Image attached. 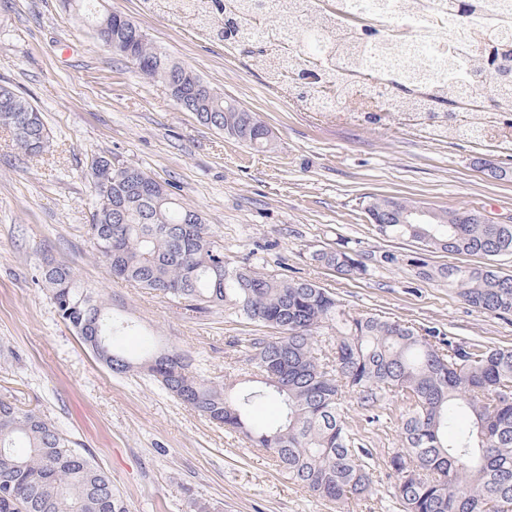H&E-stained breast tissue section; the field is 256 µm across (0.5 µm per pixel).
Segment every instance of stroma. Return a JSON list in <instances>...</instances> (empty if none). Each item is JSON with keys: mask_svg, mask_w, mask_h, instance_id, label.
Returning <instances> with one entry per match:
<instances>
[{"mask_svg": "<svg viewBox=\"0 0 512 512\" xmlns=\"http://www.w3.org/2000/svg\"><path fill=\"white\" fill-rule=\"evenodd\" d=\"M100 2L258 113L277 148L259 153L202 125L161 84L101 46L62 0H0V85L38 108L51 136L45 152L30 156L0 127V398L58 425L110 475L130 512H400L387 478L354 508L319 499L146 372L113 374L63 323L40 272L48 262L69 265L116 320L130 324L119 339L127 356L173 349L214 384L240 379L243 341L262 335L261 327L222 311L185 314L114 278L97 258L88 170L106 156L140 167L198 210L228 261L315 280L355 313L512 346V316L475 310L447 286L419 278L409 264L416 244L380 236L364 210L370 196L386 195L512 222V174L493 178L478 167L487 159L512 171V131L448 140L388 116L372 123L342 105L315 111L269 84L253 47L224 44L223 18L204 20L182 0ZM339 242L399 261L357 280L310 263L312 251ZM345 411L378 457L399 447L397 426L366 424L351 398Z\"/></svg>", "mask_w": 512, "mask_h": 512, "instance_id": "1", "label": "stroma"}]
</instances>
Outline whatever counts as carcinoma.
<instances>
[{
  "label": "carcinoma",
  "mask_w": 512,
  "mask_h": 512,
  "mask_svg": "<svg viewBox=\"0 0 512 512\" xmlns=\"http://www.w3.org/2000/svg\"><path fill=\"white\" fill-rule=\"evenodd\" d=\"M92 18L99 43L130 60L144 76L170 87L180 84L184 110L205 125L221 123L230 138L257 151L276 148L269 128L255 112L216 91L195 90L198 76L153 45L130 18L97 10V0H66ZM209 14L224 16V43L257 40L267 50V76L281 83L284 73L314 77L309 107L320 104V88L333 84L348 97L352 78L366 73L370 54L385 53L378 31L353 30L318 0H208ZM448 17L480 31V48H459L438 66L435 78L419 67L379 74L401 91L388 108L426 123L427 111L454 123L431 126L440 137L477 139L486 113L463 110L477 91L491 87L499 117L512 121V81L496 83L495 68L512 60V5L492 18L471 0H448ZM312 19L315 29L296 51L280 50L284 34ZM0 125L24 153L39 155L49 144L41 113L13 89L0 86ZM112 186H94L96 206L90 234L95 252L113 276L152 290L187 312L233 310L275 330L246 340L247 365L260 386L211 384L174 350L145 353L135 362L114 347L129 330L107 304L81 287L64 264H49L41 279L59 317L116 374L140 368L168 393L210 422L243 435L277 463L288 480L320 499L358 504L372 494L383 466L391 494L402 512H512V347L485 346L454 336L438 337L410 323L378 314L352 313L328 289L309 279H288L224 260L211 227L160 182L143 196L126 189L139 167L109 160ZM387 197H374L367 214L376 231L411 240L422 252L480 257L473 265L431 267L423 257L411 264L426 280H438L471 307L500 317L512 315V275L494 261L512 256V224L471 218L461 224H378ZM311 260L358 278L380 264H394L390 252L363 256L343 243L314 252ZM354 395L381 422L379 403H402L398 429L402 447L378 464L346 421L343 394ZM278 403L273 421L254 423L259 401ZM468 412L470 425L455 429L456 414ZM0 512H128L109 475L70 446L57 425L0 399Z\"/></svg>",
  "instance_id": "cac0c4a2"
}]
</instances>
